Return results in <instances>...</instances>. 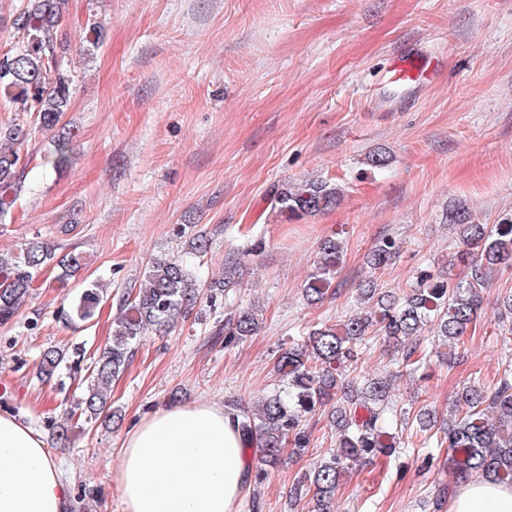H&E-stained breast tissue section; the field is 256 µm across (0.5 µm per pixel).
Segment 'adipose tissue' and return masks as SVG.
Instances as JSON below:
<instances>
[{
  "instance_id": "1",
  "label": "adipose tissue",
  "mask_w": 512,
  "mask_h": 512,
  "mask_svg": "<svg viewBox=\"0 0 512 512\" xmlns=\"http://www.w3.org/2000/svg\"><path fill=\"white\" fill-rule=\"evenodd\" d=\"M114 479L124 512H238L248 457L237 423L212 404L175 405L127 434ZM69 488L42 435L0 412V512H66ZM448 512H512V486L462 478Z\"/></svg>"
}]
</instances>
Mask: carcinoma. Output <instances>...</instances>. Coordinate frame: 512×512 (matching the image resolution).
<instances>
[{"instance_id": "1", "label": "carcinoma", "mask_w": 512, "mask_h": 512, "mask_svg": "<svg viewBox=\"0 0 512 512\" xmlns=\"http://www.w3.org/2000/svg\"><path fill=\"white\" fill-rule=\"evenodd\" d=\"M68 0H27L14 17L17 40L0 52V97L17 112L34 115L36 125L53 131L71 98L70 75L62 68L70 44L59 34ZM84 39L100 47L105 39L102 24L92 22ZM28 131L22 125L0 129V215L7 213L21 189L22 150ZM339 189L325 182L285 184L275 195V207L288 217H303L336 206ZM448 225L453 229L457 252L452 262L460 267L453 274L428 266L406 287L382 290L377 273L398 253L397 240L378 239L366 259L368 276L356 289L360 310L337 324L323 323L311 330L306 344L281 349L273 372L280 387L265 396L257 412L249 413L232 403L228 413L238 417L243 442L256 447L262 468L255 481L281 461L284 448L301 457L309 448L310 434L303 418L332 405L336 450L328 453L308 474L293 484L289 498L305 499L308 512H334L340 478L349 466L379 455L392 456L404 447L403 433L394 428L397 408L391 399L387 377L350 384L343 371L355 367L370 342L383 337L393 344L396 364L415 374L433 358H448L459 364L458 349L482 313L483 293L492 278L512 271V217L489 226L467 205L448 206ZM56 264L67 275L83 265V257L70 253L58 256L43 242H31L19 258L0 254V324L8 323L22 307L35 274ZM328 289L315 276L304 288L308 302L318 303ZM200 285L182 262L165 260L150 266L146 283L134 295L119 297L112 322V336L87 377L83 396L73 411L95 423L108 404L112 381L122 375L133 357L134 345L152 331L165 330L192 309ZM101 302V288L92 283L73 300L72 313L81 321L94 318ZM499 336L502 346L512 343V294L500 302ZM430 328L440 343L424 344L423 332ZM260 329L256 307L227 314L224 344L245 340ZM449 345L448 352L440 351ZM65 356L55 349L44 351L37 365V378H52ZM414 421L426 433L423 448H448V466L458 478L479 474L512 484V360L505 359L494 387L484 390L470 385L455 397L452 414L439 427L443 437L432 431L430 413L420 411Z\"/></svg>"}]
</instances>
